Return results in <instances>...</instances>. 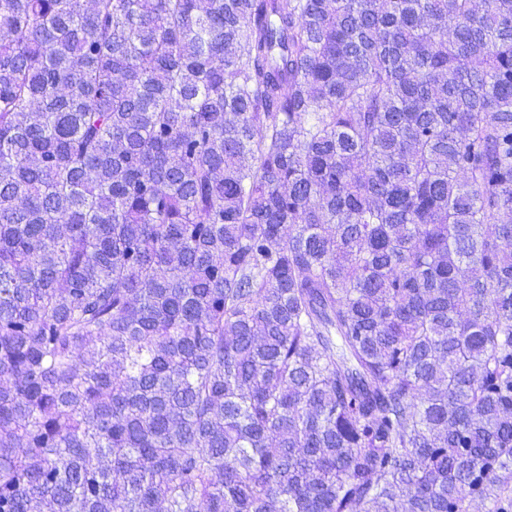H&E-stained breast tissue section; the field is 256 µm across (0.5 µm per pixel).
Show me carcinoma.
Wrapping results in <instances>:
<instances>
[{
	"instance_id": "1",
	"label": "carcinoma",
	"mask_w": 512,
	"mask_h": 512,
	"mask_svg": "<svg viewBox=\"0 0 512 512\" xmlns=\"http://www.w3.org/2000/svg\"><path fill=\"white\" fill-rule=\"evenodd\" d=\"M512 512V0H0V512Z\"/></svg>"
}]
</instances>
